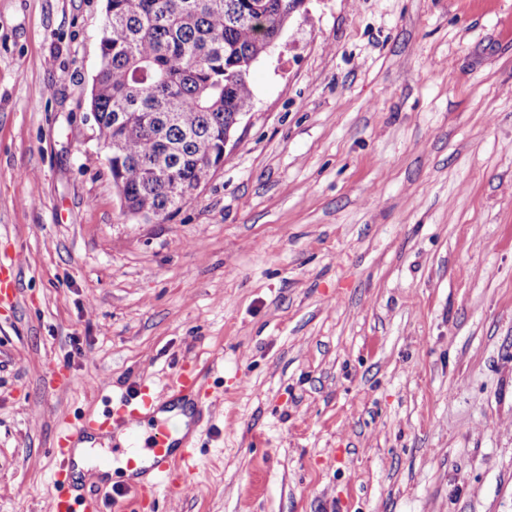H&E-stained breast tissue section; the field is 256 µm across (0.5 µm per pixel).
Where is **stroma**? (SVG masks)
<instances>
[{
	"label": "stroma",
	"instance_id": "35a3bbf8",
	"mask_svg": "<svg viewBox=\"0 0 512 512\" xmlns=\"http://www.w3.org/2000/svg\"><path fill=\"white\" fill-rule=\"evenodd\" d=\"M105 8L0 0V512H47L58 431L187 362L212 426L158 512H512V0H305L150 222L91 116ZM18 268V261L13 253L0 259V303L13 304L16 299L14 288V273Z\"/></svg>",
	"mask_w": 512,
	"mask_h": 512
}]
</instances>
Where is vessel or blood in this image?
<instances>
[{"instance_id": "1", "label": "vessel or blood", "mask_w": 512, "mask_h": 512, "mask_svg": "<svg viewBox=\"0 0 512 512\" xmlns=\"http://www.w3.org/2000/svg\"><path fill=\"white\" fill-rule=\"evenodd\" d=\"M17 268L15 255L0 258V303L11 304L16 299L14 273ZM205 383V374L197 366L187 365L180 369L168 392L171 400L194 406L205 391ZM161 406L160 396L141 386L107 399L97 416L60 429L55 450L57 465L51 475L53 493L49 512H100L97 498L86 495L76 477L74 451L106 432L122 434L128 443L123 459L129 477L113 484V498L130 494L135 503L140 504L148 498L157 499L162 493L171 495L185 490L186 474L192 469L201 434L200 421L191 418L187 433L179 438L163 424L149 435H142L143 422L154 417Z\"/></svg>"}]
</instances>
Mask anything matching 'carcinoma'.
I'll return each mask as SVG.
<instances>
[{
	"label": "carcinoma",
	"instance_id": "cac0c4a2",
	"mask_svg": "<svg viewBox=\"0 0 512 512\" xmlns=\"http://www.w3.org/2000/svg\"><path fill=\"white\" fill-rule=\"evenodd\" d=\"M300 0H107L91 88L98 139L130 209L165 220L206 183L248 77Z\"/></svg>",
	"mask_w": 512,
	"mask_h": 512
}]
</instances>
